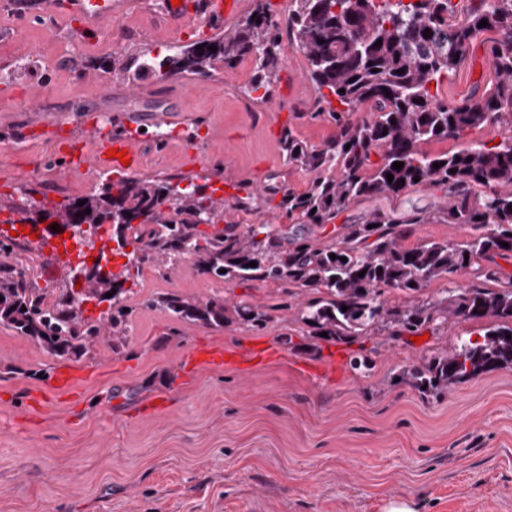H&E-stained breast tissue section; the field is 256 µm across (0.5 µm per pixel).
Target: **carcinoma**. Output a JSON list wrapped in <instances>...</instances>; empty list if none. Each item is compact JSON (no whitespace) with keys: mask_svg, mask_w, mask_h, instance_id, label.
Masks as SVG:
<instances>
[{"mask_svg":"<svg viewBox=\"0 0 512 512\" xmlns=\"http://www.w3.org/2000/svg\"><path fill=\"white\" fill-rule=\"evenodd\" d=\"M469 2L466 12L458 13L453 0H295L286 33L259 3L222 35L175 45L161 60L145 57L144 68L159 77H208L217 61L230 67L250 58L255 76L249 91L262 88L266 94L285 64V46L306 57L317 92L311 117L334 125L336 134L312 146L295 128L284 126L280 147L288 163L310 174L307 187L300 193L263 188L237 198L238 209L251 212L268 196L281 195L275 209L294 221L292 230L241 227L224 218V201L207 193L205 184L181 188L171 177L107 181L97 194L39 214L41 220H76L92 227L110 220L116 253L133 247L112 280L86 278L89 294L118 289L107 322L89 321L66 307L64 294L48 302L45 290L11 271L0 278V325L61 356L86 353L87 341L107 324L116 348L130 330L132 311L123 304V284L131 269L149 261L171 269L183 260L185 246L198 273L226 282L273 284L279 293L269 306H228L221 298L175 294L149 300L148 305L179 319L221 325L232 313L262 329L273 313L294 308L306 335L319 338L325 332L330 340L353 343L387 325L416 332L450 317L476 322L493 317L483 341L468 339L420 367L405 368L401 380L438 396L451 385L512 368V275H503L498 264L512 257V0ZM482 20L488 25L479 26ZM212 45L217 51L209 50ZM478 49L492 71L488 81L451 103L431 92L432 84L456 72ZM486 127L502 128L508 136L491 147L475 142L454 153L420 150L425 141L459 139ZM395 162L404 166L395 169ZM389 174L394 181H387ZM422 186L441 189L443 200L425 209L392 205ZM81 200L84 204L77 205ZM361 200L377 205L360 222L342 225L337 238L313 236L314 229ZM206 213L216 227L212 233L199 229ZM417 224H470L476 235L464 243L407 247L404 241ZM253 261L257 266H249ZM468 268L481 282L448 288L439 298L429 294L432 282ZM486 281L495 287H484ZM387 291L418 301L392 305L384 297Z\"/></svg>","mask_w":512,"mask_h":512,"instance_id":"cac0c4a2","label":"carcinoma"}]
</instances>
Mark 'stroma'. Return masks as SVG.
Instances as JSON below:
<instances>
[{
	"mask_svg": "<svg viewBox=\"0 0 512 512\" xmlns=\"http://www.w3.org/2000/svg\"><path fill=\"white\" fill-rule=\"evenodd\" d=\"M72 0H0V216L53 208L99 192L103 174H70L53 146L115 131L122 114L166 133L144 139L139 177H205L234 202L264 185L303 190L287 164L282 125L313 145L335 133L310 118L308 63L287 51L268 97L247 94L253 63L210 77L137 75L143 54L164 57L228 28L188 22L171 31L164 0H130L87 31ZM140 95H129L132 85ZM36 287L60 294L66 264L50 247L0 253ZM132 324L122 347L98 337L81 357H55L0 326V512H382L411 499L418 512H512V369L481 374L440 396L397 382L401 370L480 340L485 322L449 318L426 339L369 333L353 344L304 336L294 312L265 328L203 325L149 306L174 293L269 303L274 285L224 282L183 263L142 265L125 285ZM291 335V344L281 342ZM207 344L270 346L276 355L237 370L193 369ZM370 370L353 369L359 349ZM66 367L84 376L43 407L32 392Z\"/></svg>",
	"mask_w": 512,
	"mask_h": 512,
	"instance_id": "stroma-1",
	"label": "stroma"
}]
</instances>
